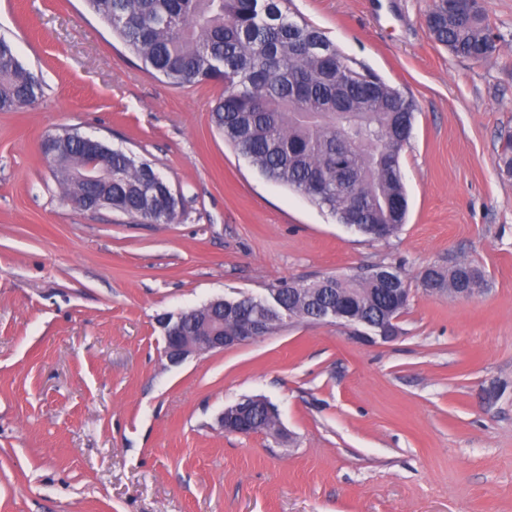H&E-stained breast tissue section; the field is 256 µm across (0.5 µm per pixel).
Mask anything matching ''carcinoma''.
<instances>
[{
    "mask_svg": "<svg viewBox=\"0 0 512 512\" xmlns=\"http://www.w3.org/2000/svg\"><path fill=\"white\" fill-rule=\"evenodd\" d=\"M89 8L140 59L144 68L175 86L217 81L224 95L211 121L267 179L293 189L349 224L351 201L362 204L355 227L385 237L406 223L408 201L399 166L409 141L415 104L379 76L353 66L323 32L290 12V0H86ZM427 21L434 39L455 56L483 60L496 49L482 8L458 10L433 0ZM42 95L39 79L0 38V112H14ZM67 143L51 170L62 198L84 195L94 211L112 208L149 224H175L181 198L168 182L145 190L154 164L105 144L91 152L78 134L57 132ZM353 173L336 185V163ZM94 163L99 182L82 180ZM496 165L512 177V135L504 137ZM481 288L480 269L460 263L433 271L437 288ZM325 297L344 298L372 319H395L382 284L364 271L330 275L315 283Z\"/></svg>",
    "mask_w": 512,
    "mask_h": 512,
    "instance_id": "cac0c4a2",
    "label": "carcinoma"
}]
</instances>
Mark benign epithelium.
<instances>
[{"mask_svg": "<svg viewBox=\"0 0 512 512\" xmlns=\"http://www.w3.org/2000/svg\"><path fill=\"white\" fill-rule=\"evenodd\" d=\"M271 292L272 301L263 299L252 301L255 313L239 317L238 323L227 333L224 332V314H237L238 306L237 302L224 298L213 299L198 308L164 318L162 325L166 341V357L170 362L178 364L191 355L244 345L270 334L271 327L266 317L275 314L280 318L288 317V307L282 289L273 288ZM410 297L411 291L408 288L394 285L388 289V299L392 306L404 307L409 304ZM204 310L209 313V316L207 324L203 326V335H186L188 321L199 317ZM319 320L351 326L358 338L367 342L377 339L391 341L398 334L396 324L373 321L355 314L345 301L324 305L319 313ZM361 327L369 329L372 334L359 331ZM257 406L264 408V412L270 415L275 414V410L265 400L244 398L227 407L220 416V424L224 431L242 436L257 433L258 429L254 426L253 420V411Z\"/></svg>", "mask_w": 512, "mask_h": 512, "instance_id": "1", "label": "benign epithelium"}]
</instances>
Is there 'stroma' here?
Returning <instances> with one entry per match:
<instances>
[{
    "label": "stroma",
    "instance_id": "35a3bbf8",
    "mask_svg": "<svg viewBox=\"0 0 512 512\" xmlns=\"http://www.w3.org/2000/svg\"><path fill=\"white\" fill-rule=\"evenodd\" d=\"M431 0H293L359 66L412 97L399 162L406 224L375 241L267 180L211 122L222 84L146 71L84 0H0V36L38 100L0 112V512H512V0L483 60L428 28ZM68 127L151 161L175 224L77 211L40 153ZM480 267L472 298L429 266ZM390 265L411 290L399 334L290 319L172 364L160 320ZM257 397L282 439L225 433Z\"/></svg>",
    "mask_w": 512,
    "mask_h": 512
}]
</instances>
